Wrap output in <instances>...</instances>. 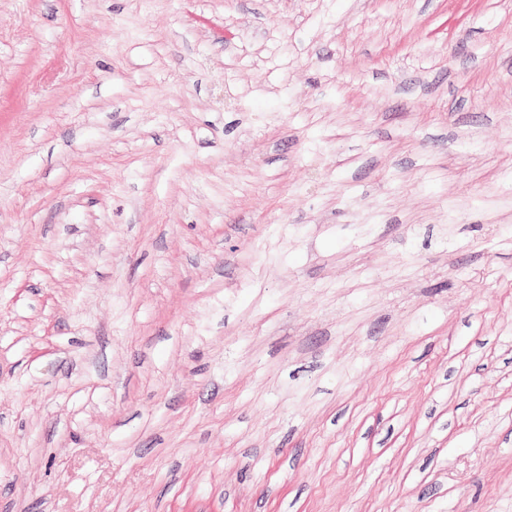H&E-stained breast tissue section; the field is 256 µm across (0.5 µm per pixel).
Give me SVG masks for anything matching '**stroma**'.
I'll return each instance as SVG.
<instances>
[{
  "label": "stroma",
  "mask_w": 512,
  "mask_h": 512,
  "mask_svg": "<svg viewBox=\"0 0 512 512\" xmlns=\"http://www.w3.org/2000/svg\"><path fill=\"white\" fill-rule=\"evenodd\" d=\"M0 512H512V0H0Z\"/></svg>",
  "instance_id": "35a3bbf8"
}]
</instances>
